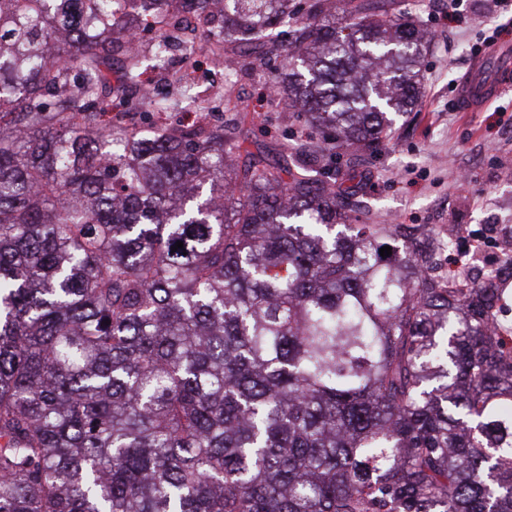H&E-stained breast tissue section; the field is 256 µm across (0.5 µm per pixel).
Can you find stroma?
<instances>
[{
	"label": "stroma",
	"instance_id": "1",
	"mask_svg": "<svg viewBox=\"0 0 512 512\" xmlns=\"http://www.w3.org/2000/svg\"><path fill=\"white\" fill-rule=\"evenodd\" d=\"M413 18L433 36L424 61L429 78L417 112L401 118L388 142L361 152L371 178L356 199L371 224H425L451 240L455 258L477 256L473 275L498 261L493 242L512 236V84L474 112L456 111L472 64L512 47V7L501 0H407ZM196 83L224 101L244 159L275 161L282 145L320 143L322 132L283 101L266 95L267 72L250 62L236 73L198 55ZM466 227L484 238L474 251Z\"/></svg>",
	"mask_w": 512,
	"mask_h": 512
}]
</instances>
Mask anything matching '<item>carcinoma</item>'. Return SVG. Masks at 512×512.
<instances>
[{
  "label": "carcinoma",
  "mask_w": 512,
  "mask_h": 512,
  "mask_svg": "<svg viewBox=\"0 0 512 512\" xmlns=\"http://www.w3.org/2000/svg\"><path fill=\"white\" fill-rule=\"evenodd\" d=\"M113 2L0 0V512H512L502 289L355 215L422 96L404 2ZM144 17L215 66L287 36L267 91L333 135L239 162L210 98L126 127L171 98Z\"/></svg>",
  "instance_id": "1"
}]
</instances>
